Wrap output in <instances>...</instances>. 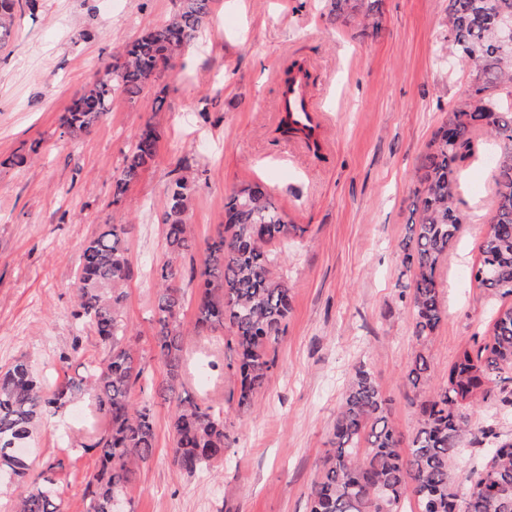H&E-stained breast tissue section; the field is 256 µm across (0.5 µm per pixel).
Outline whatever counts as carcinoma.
<instances>
[{"label": "carcinoma", "instance_id": "carcinoma-1", "mask_svg": "<svg viewBox=\"0 0 512 512\" xmlns=\"http://www.w3.org/2000/svg\"><path fill=\"white\" fill-rule=\"evenodd\" d=\"M178 12L137 38L72 99L59 118L61 134L79 139L97 125L112 98L133 100L154 85L160 64L185 50L207 23L214 0H180ZM379 0H329L335 19L362 15L370 19ZM23 0H0V48L9 42ZM448 49L475 72L468 98L448 112L434 133L420 167L414 208L401 245L403 263L413 271L409 289L413 335L429 341L446 316L436 270L458 239L463 215L458 209L461 176L478 147L477 135L501 141L504 148L492 179L495 184L493 227L480 246L479 271L471 276L494 297L512 296V47L502 46L499 23L512 19V0H448ZM277 131L298 138L314 155L321 144L310 124L286 111ZM159 141L149 121L139 129L112 174V204L122 201L126 186L154 161ZM196 182L179 177L162 201L167 260L160 268L154 336L166 373L161 393L174 402L171 454L178 468L193 475L224 457L228 440L224 408L185 394L184 336L224 337L234 350L238 405L249 407L275 365L271 352L284 335L291 295L284 275L277 273L279 255L273 246L304 232L279 212L268 186L256 181L232 188L225 197L224 224L206 243L195 294L197 315L183 328L180 314L187 297L178 282L182 260L195 247L187 212ZM129 224H106L82 248L76 275L74 317L98 336L107 358L86 367V376L67 380L49 393L24 360L0 372V473L28 477V464L18 448L35 422L46 413L69 410L85 389L94 392L96 409L108 428L83 445L98 457V469L86 483L87 512H110L112 494L127 496L136 469L156 448L153 412L132 401L133 385L144 366L127 345L132 329L124 320L125 287L133 276L127 257ZM411 392L420 399L416 431L403 438L389 418L388 402L371 373L359 368L336 413L330 448L309 492L310 512H406L413 502L421 512H512V439H500L471 428L467 406L479 396L486 401L512 390V308L497 313L492 335L462 350L448 369L443 385L432 381L423 352L406 366ZM488 440L493 449L459 473L466 435ZM471 488L456 510L460 489ZM15 512H62L55 465L31 477L30 489Z\"/></svg>", "mask_w": 512, "mask_h": 512}]
</instances>
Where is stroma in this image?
<instances>
[{"mask_svg": "<svg viewBox=\"0 0 512 512\" xmlns=\"http://www.w3.org/2000/svg\"><path fill=\"white\" fill-rule=\"evenodd\" d=\"M178 7L179 0H33L17 14L0 49V370L26 360L49 390L83 377L87 359L104 357L91 329L71 315L75 269L103 225H134L124 316L146 370L132 399L151 403L157 445L129 487L132 512H308L355 369L372 374L391 421L411 435L419 413L404 371L414 353L424 352L435 383L445 382L459 350L491 335L493 309L512 306V297H490L470 275L494 215L500 148L480 142L463 173L466 220L437 271L447 314L419 345L399 245L421 159L473 80L465 63L439 54L448 0H379L375 29L329 20L327 0H215L198 40L152 89L134 101L115 97L81 139L60 137L58 118L75 93ZM295 59L306 64V95L323 114L318 159L274 134L281 72ZM148 121L160 133L155 160L113 205L112 173ZM34 144L35 159L6 165ZM180 176L198 182L188 210L198 246L183 261L187 294L203 263L200 244L223 223L232 186L265 182L279 211L304 229L281 260L291 311L250 407L230 398L235 354L220 336L185 338L184 389L199 401L223 400L228 434L223 460L192 476L170 455L173 406L157 393L165 368L153 341L167 256L160 202ZM63 354L71 357L65 367ZM104 427L86 392L32 430L27 461L36 473L55 464L63 512L87 510L83 490L96 456L81 444Z\"/></svg>", "mask_w": 512, "mask_h": 512, "instance_id": "1", "label": "stroma"}]
</instances>
